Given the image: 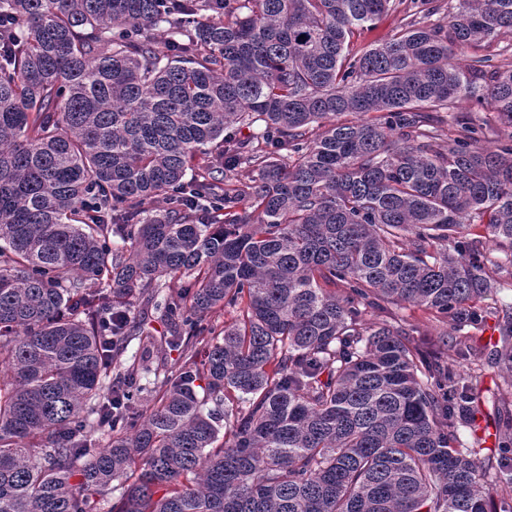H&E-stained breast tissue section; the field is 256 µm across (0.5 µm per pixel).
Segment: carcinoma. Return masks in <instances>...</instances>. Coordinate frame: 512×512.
Instances as JSON below:
<instances>
[{"label": "carcinoma", "instance_id": "cac0c4a2", "mask_svg": "<svg viewBox=\"0 0 512 512\" xmlns=\"http://www.w3.org/2000/svg\"><path fill=\"white\" fill-rule=\"evenodd\" d=\"M441 9L0 0V512H494L472 382L364 319L474 323L512 257V132L445 116L480 86L512 129V68L455 62L512 0ZM137 305L177 330L160 380ZM403 17L404 13L402 11H390L372 29L365 30L361 35L355 36L351 40L349 50L352 53H359L369 48L371 44L389 38L403 24Z\"/></svg>", "mask_w": 512, "mask_h": 512}]
</instances>
